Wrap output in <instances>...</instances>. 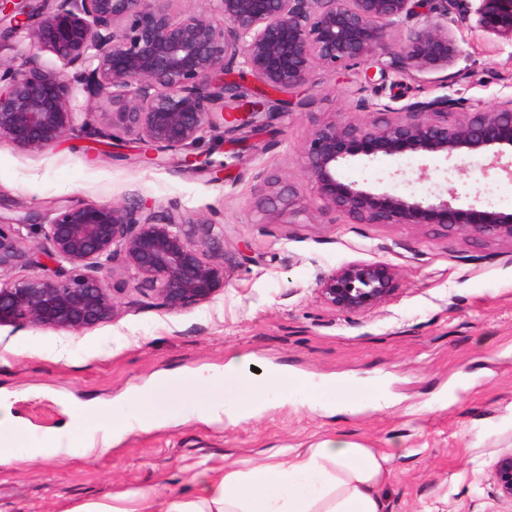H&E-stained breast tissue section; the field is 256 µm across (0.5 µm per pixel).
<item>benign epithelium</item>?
I'll use <instances>...</instances> for the list:
<instances>
[{
  "label": "benign epithelium",
  "mask_w": 512,
  "mask_h": 512,
  "mask_svg": "<svg viewBox=\"0 0 512 512\" xmlns=\"http://www.w3.org/2000/svg\"><path fill=\"white\" fill-rule=\"evenodd\" d=\"M0 0L6 34L27 40L19 68L0 71V138L23 151H44L95 128L96 100L106 95L98 134L184 150L192 168L224 180V167L196 152L203 134L226 125L257 133L269 125L270 94L286 96L321 66L444 70L465 56L456 32L480 31L512 44V0H203L206 9L176 10V0ZM398 33L390 62L379 51ZM48 51L62 68L40 62ZM239 67L262 87L249 97L224 76ZM73 68L70 74L67 69ZM365 117L317 125L303 145L306 176L321 207L351 224L435 226L448 235L512 243V213L462 204L455 177L475 183L499 169L512 176V97L466 105L449 94L401 108L359 100ZM458 118L448 121V114ZM409 153L456 160L447 169L449 198L373 191L341 179L351 161ZM491 157L487 165L472 160ZM260 177L256 193L283 200ZM214 225L176 207L140 201L63 205L40 224L41 242L21 246V225L0 221V325L81 333L113 319L117 304L105 277L120 256L136 289L169 312L210 301L224 288V254L205 249ZM17 268L39 273L13 277ZM398 282L380 262L353 261L322 279L325 305L362 315L392 300ZM496 500L512 508V448L490 465Z\"/></svg>",
  "instance_id": "benign-epithelium-1"
}]
</instances>
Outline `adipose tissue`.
<instances>
[{
    "instance_id": "1",
    "label": "adipose tissue",
    "mask_w": 512,
    "mask_h": 512,
    "mask_svg": "<svg viewBox=\"0 0 512 512\" xmlns=\"http://www.w3.org/2000/svg\"><path fill=\"white\" fill-rule=\"evenodd\" d=\"M386 464L385 455L337 436L245 471L201 472L196 498H174L166 512H382Z\"/></svg>"
}]
</instances>
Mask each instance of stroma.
I'll return each mask as SVG.
<instances>
[{"label": "stroma", "mask_w": 512, "mask_h": 512, "mask_svg": "<svg viewBox=\"0 0 512 512\" xmlns=\"http://www.w3.org/2000/svg\"><path fill=\"white\" fill-rule=\"evenodd\" d=\"M466 51L440 71H392L365 88L362 66L318 67L292 94L266 133L225 149L222 130L199 145L226 178L182 166L166 153L146 164L133 149L77 145L29 152L0 139V215L23 220L34 248L37 227L60 200H138L204 217L224 248V289L210 302L171 313L135 289L122 261L108 281L118 303L110 322L80 334L0 325V416L24 425L23 447L41 444L70 422L75 405L97 401L99 429L112 411L164 372L218 374L249 356L265 369L323 385H378L387 403L336 412L291 397L237 424L205 419L184 402L172 423L116 435L105 453L38 461L0 460V512H72L134 489L150 492L137 512H164L169 497L191 498L196 473L245 470L281 448H312L336 435L389 455L384 512H496L489 466L512 448V243L448 236L432 226L352 224L322 209L305 176L302 147L320 123L357 119L360 98L402 104L452 94L489 105L512 96V45L458 32ZM411 155L343 166L362 187L426 196L446 161L431 160L430 180ZM292 188V204L271 209L254 193L257 176ZM352 261L382 262L396 276L394 300L359 316L337 313L316 295L319 282Z\"/></svg>", "instance_id": "35a3bbf8"}]
</instances>
